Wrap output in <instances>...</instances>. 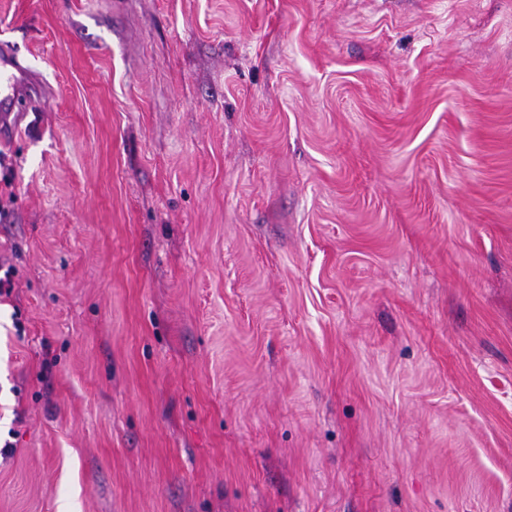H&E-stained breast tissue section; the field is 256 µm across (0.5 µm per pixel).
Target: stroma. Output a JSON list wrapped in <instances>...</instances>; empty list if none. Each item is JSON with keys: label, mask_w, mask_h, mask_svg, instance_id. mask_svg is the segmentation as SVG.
<instances>
[{"label": "stroma", "mask_w": 512, "mask_h": 512, "mask_svg": "<svg viewBox=\"0 0 512 512\" xmlns=\"http://www.w3.org/2000/svg\"><path fill=\"white\" fill-rule=\"evenodd\" d=\"M0 512H512V0H0ZM14 67L19 73V76L12 72L6 78V83L9 89V93L1 95L0 93V120L1 129L5 131L13 132L18 128V117L14 116L10 120L13 107L16 103L26 99L29 95L27 94L28 85L30 80L26 75L25 71L14 62Z\"/></svg>", "instance_id": "obj_1"}]
</instances>
